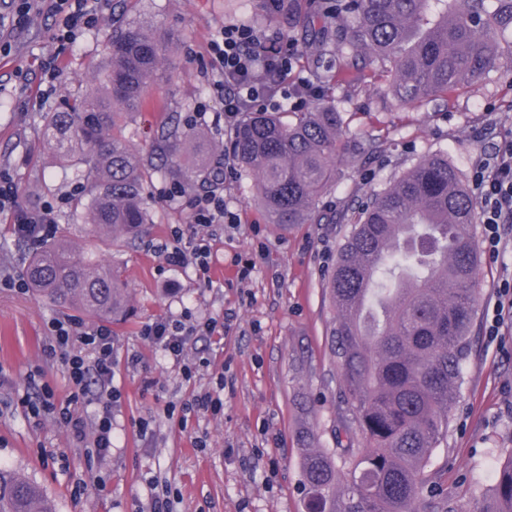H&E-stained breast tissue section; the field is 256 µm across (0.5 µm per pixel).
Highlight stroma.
Masks as SVG:
<instances>
[{"instance_id": "1", "label": "stroma", "mask_w": 512, "mask_h": 512, "mask_svg": "<svg viewBox=\"0 0 512 512\" xmlns=\"http://www.w3.org/2000/svg\"><path fill=\"white\" fill-rule=\"evenodd\" d=\"M124 6L142 25H160L179 38L173 59L174 83L152 86L147 103L129 121L139 138L170 120L184 122L205 109L193 126L196 147L227 141L224 102L213 96L208 45L236 20H250L259 32L279 30L278 20L253 15L250 0H110ZM112 29L99 30L62 46L51 22L34 13L23 28L0 26V40L12 47L0 57V169L23 187L22 202L31 206L57 202L56 221L72 225L76 256L96 252L123 270L128 284L129 315L112 326L116 360L112 384L123 393L112 410V446L101 457L86 459L52 417H36L22 402L31 371L41 370L57 401L68 399L67 373L57 360L42 355L48 324L62 307L37 297L0 288V465L38 482L54 512H148L153 485H171L172 512H305L299 458L302 431L314 429L320 448L361 445L352 413L340 397L342 379L331 352L335 310L327 282L346 224L266 223L251 202L250 180L234 173L224 181V198L242 211V222L218 236L217 261L209 275L164 264L160 247L172 227L192 238L195 226L185 199L162 198L174 179L158 168L146 193L153 203L152 222L131 244L98 243L88 225L73 223L71 204L59 203L84 179L75 167L54 163L47 150L41 117L63 99L83 95L105 58ZM57 56L61 75L49 102L37 96L42 61ZM26 71V78L15 75ZM512 70L491 71L484 84L459 90L452 107L429 103L417 112L398 111L376 88L359 92L339 88L350 128L381 132L380 152L363 168L347 167L346 186L332 191L336 210L348 204L347 189L361 193L386 188L421 157L444 154L463 182H470L477 156L492 152L512 134V108L503 91ZM482 137H474V130ZM498 260L482 258L477 286L480 302L464 362L465 383L450 411L448 437L434 449L429 477L450 512H475L477 484H490L499 449L512 448V325L498 336L486 334L487 311L496 285L512 276V227ZM255 259L247 278L238 264ZM217 319L222 335L189 344L184 363L144 341L139 330L158 317ZM138 355L137 367L127 358ZM193 364L185 376L184 364ZM219 396L218 415L201 413L180 431L167 416L197 393ZM147 433H139L140 422ZM204 447H195V440Z\"/></svg>"}]
</instances>
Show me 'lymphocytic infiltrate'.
<instances>
[{"mask_svg":"<svg viewBox=\"0 0 512 512\" xmlns=\"http://www.w3.org/2000/svg\"><path fill=\"white\" fill-rule=\"evenodd\" d=\"M47 14L53 21V38L62 45L74 43L86 32L98 28L103 19L105 0H48ZM210 60L217 70L214 93L224 99V118L236 123L241 112L265 110L277 98L291 100L301 107L322 95L320 86L309 83L284 88L280 77L291 71L299 53L297 43L274 34L262 36L252 27L225 26L209 46ZM471 182L484 228L483 246L492 258L503 250L502 229L512 224V137L503 138L494 151L481 156L472 167ZM193 219L202 233L192 243H184L180 228H172L170 242L162 246L165 263L173 268L194 267L209 273L214 262V242L220 225L235 227L241 217L227 208L223 193L209 191L191 202ZM9 211L16 223L26 225L32 244L50 234L55 209L44 204L26 209L20 204V189L9 173L0 171V211ZM216 320L188 325L179 320L159 318L139 330L141 338L162 348L174 360H182L193 337L215 335ZM45 356L61 358L71 385L68 401L59 402L48 382L29 377L32 396L25 403L33 415H53L56 423L82 445L87 455L104 454L112 446V408L122 394L112 385L114 359L112 329L99 323L64 315L49 327ZM96 391L103 413L94 423L75 411L89 391Z\"/></svg>","mask_w":512,"mask_h":512,"instance_id":"f902f5d3","label":"lymphocytic infiltrate"}]
</instances>
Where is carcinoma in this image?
Segmentation results:
<instances>
[{
  "label": "carcinoma",
  "mask_w": 512,
  "mask_h": 512,
  "mask_svg": "<svg viewBox=\"0 0 512 512\" xmlns=\"http://www.w3.org/2000/svg\"><path fill=\"white\" fill-rule=\"evenodd\" d=\"M279 13L310 40L325 36L331 5L304 16L291 0ZM349 27L336 33V74L319 102L284 123L277 112H245L230 137L232 159L253 180L267 223L350 224L327 284L337 316L331 348L342 396L364 446L337 454L310 448L301 460L305 512H434L423 495L426 467L447 437L449 410L464 384L463 363L479 303L475 201L448 158H421L388 188L340 213L326 195L345 178L347 159L365 165L382 146L367 134L348 146L342 81L357 91L385 84L398 109L413 110L479 85L498 66V36L512 29V0H342ZM174 40L113 12L105 67L81 97L43 116V135L62 164L82 168L86 192L75 211L119 242L151 223L148 159L125 133L145 92L170 79ZM193 135L167 127L153 153L181 171ZM32 291L90 316L121 321L128 310L122 274L74 256L57 226L25 267ZM364 307L348 312L358 295ZM477 512H512V448ZM0 512H52L42 488L0 466Z\"/></svg>",
  "instance_id": "obj_1"
}]
</instances>
